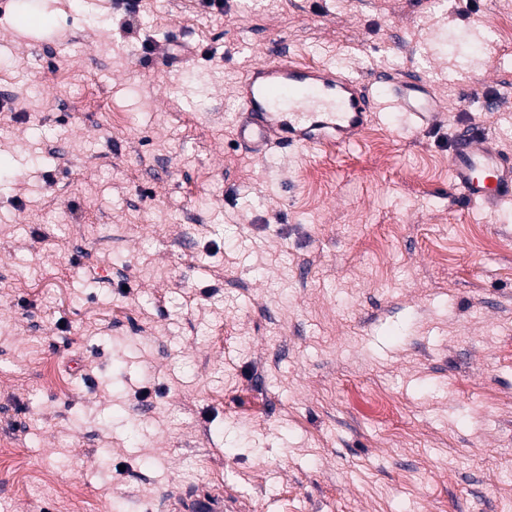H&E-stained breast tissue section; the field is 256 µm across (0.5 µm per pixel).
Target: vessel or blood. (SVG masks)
I'll return each mask as SVG.
<instances>
[{
    "mask_svg": "<svg viewBox=\"0 0 512 512\" xmlns=\"http://www.w3.org/2000/svg\"><path fill=\"white\" fill-rule=\"evenodd\" d=\"M378 83L399 111L409 113L412 127L430 128L438 106L431 88L422 82L382 74ZM244 116L237 128L240 141L256 151L274 146L343 147L366 125L376 99L363 80L335 70L263 62L236 87ZM453 191L464 201L493 211L512 198V159L505 157L484 133L472 127L454 135L449 154ZM221 492L203 490L178 495L174 512H227Z\"/></svg>",
    "mask_w": 512,
    "mask_h": 512,
    "instance_id": "b4317fda",
    "label": "vessel or blood"
}]
</instances>
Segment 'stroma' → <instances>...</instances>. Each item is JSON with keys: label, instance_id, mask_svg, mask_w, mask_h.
<instances>
[{"label": "stroma", "instance_id": "obj_1", "mask_svg": "<svg viewBox=\"0 0 512 512\" xmlns=\"http://www.w3.org/2000/svg\"><path fill=\"white\" fill-rule=\"evenodd\" d=\"M511 9L0 0V512H512V200L448 164L460 123L512 155ZM281 51L441 112L257 154ZM382 92L391 99L400 112H409L412 128L425 131L430 128L439 112L431 88L413 79H395L391 75L377 77ZM175 505L174 512H229L236 510L229 506L222 492L216 490L179 494Z\"/></svg>", "mask_w": 512, "mask_h": 512}]
</instances>
